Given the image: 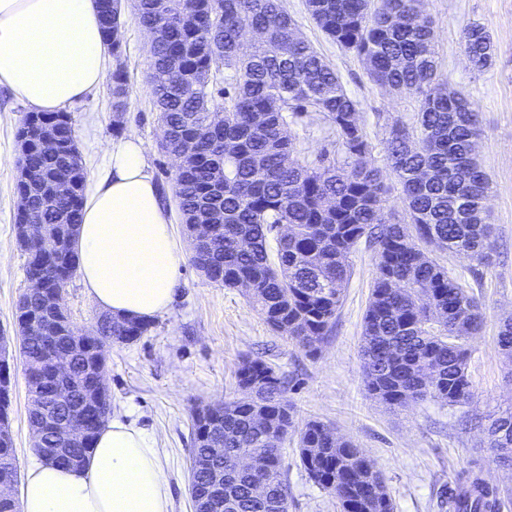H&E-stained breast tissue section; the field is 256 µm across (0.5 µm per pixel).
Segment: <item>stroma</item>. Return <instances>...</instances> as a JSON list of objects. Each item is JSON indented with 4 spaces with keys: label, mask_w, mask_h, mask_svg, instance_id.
Instances as JSON below:
<instances>
[{
    "label": "stroma",
    "mask_w": 512,
    "mask_h": 512,
    "mask_svg": "<svg viewBox=\"0 0 512 512\" xmlns=\"http://www.w3.org/2000/svg\"><path fill=\"white\" fill-rule=\"evenodd\" d=\"M301 38L339 73L358 103L359 120L384 166L383 139L417 104L372 82L361 60L327 37L310 15L306 0H283ZM441 73L465 92L483 118L477 154L492 181L487 201L495 243L487 263L445 252L437 259L450 276L482 303L485 327L470 342V405L450 407L428 400L390 411L370 397L362 382V319L374 278V250L359 243L351 256V277L331 336L309 353L278 335L249 303L244 289L208 281L191 261L192 249L174 199V162L159 148L162 131L153 106L150 40L138 23L133 0H122L119 54L108 57L107 78L68 107L87 180L105 164V152L120 133L136 132L148 171L158 184L182 252L179 281L167 312L131 344H113L105 375L115 418L135 419L153 436L170 489L169 512H193L188 469L193 446L191 414L196 407L238 398L237 372L243 360L261 358L288 377L286 398L296 424L318 419L352 440L382 475L395 512H448V493L465 472L512 491V469L500 465L484 445L490 417L512 408V358L496 343L500 321L512 318V0H427ZM483 25L491 36L490 65L475 71L461 46L462 27ZM123 66L130 87L126 112L112 110L111 71ZM29 106L0 88V337H13L17 304L27 288L25 255L16 240L17 129ZM72 323L96 331L103 310L80 278L65 291ZM10 426L18 473L36 458L27 422L28 385L23 359L10 361ZM297 433L284 444L290 491L288 512H340L336 499L307 476L299 461Z\"/></svg>",
    "instance_id": "35a3bbf8"
}]
</instances>
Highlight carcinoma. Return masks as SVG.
I'll return each mask as SVG.
<instances>
[{
	"label": "carcinoma",
	"mask_w": 512,
	"mask_h": 512,
	"mask_svg": "<svg viewBox=\"0 0 512 512\" xmlns=\"http://www.w3.org/2000/svg\"><path fill=\"white\" fill-rule=\"evenodd\" d=\"M322 31L355 53L371 80L417 99L411 121L392 125L384 141L386 165L400 184L408 223L385 212V186L372 147L358 119V103L336 69L299 38L282 0H136L139 24L155 32L153 69L167 80L153 85L162 128L160 147L180 155L174 173L182 224L190 228L212 212H224L209 247L192 255L194 266L224 288H244L250 302L277 333L313 350L333 333L350 277V255L361 240L374 247L375 276L363 316L362 379L367 393L390 410L426 400L450 406L473 398L467 375L468 339L484 326L473 292L448 275L431 249L465 254L479 262L494 248L493 227L481 202L491 192L489 176L473 157L482 116L438 71L425 0H307ZM403 12L410 22L389 23ZM262 31L257 46L243 55L239 33ZM461 42L474 68L491 62L494 46L484 26L470 22ZM231 70L225 86L215 66ZM129 89L121 65L112 74V111L123 112ZM221 101H216V98ZM321 116L329 124L342 159L327 155L309 163L298 157L288 123ZM59 113L36 121L25 117L17 138L27 158L48 176L66 158L39 150L51 133L75 140L70 117ZM194 144L190 153L185 143ZM84 189L62 199L50 186L29 198L48 231L64 230L63 247L74 252ZM290 227L288 239L277 225ZM31 316V333L21 345L29 391L28 421L34 426L43 390L51 385L45 359L66 358L82 340L41 297L21 295ZM125 332L121 319L98 329V341L73 362L67 384L91 392L106 365V345ZM512 356V319L496 337ZM286 376L262 359H247L238 370L241 397L192 415L191 459L203 458L210 443L224 439V497L211 512H288L283 448L294 428L293 406L285 397ZM111 401L82 414L97 437ZM486 447L498 460L512 447V411L492 419ZM279 443L269 446L270 440ZM299 458L311 481L336 497L341 512H394L374 464L329 425L310 420L299 432ZM43 447L56 450L63 467H85L89 449L71 448L48 428ZM251 453L258 469L235 470ZM17 476L13 441L0 442V481ZM501 492L467 474L448 496L450 512H501Z\"/></svg>",
	"instance_id": "1"
}]
</instances>
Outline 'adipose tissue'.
<instances>
[{"instance_id":"ef3b65f1","label":"adipose tissue","mask_w":512,"mask_h":512,"mask_svg":"<svg viewBox=\"0 0 512 512\" xmlns=\"http://www.w3.org/2000/svg\"><path fill=\"white\" fill-rule=\"evenodd\" d=\"M106 44L95 0H0V86L39 112L71 106L99 85ZM79 272L115 316L166 312L182 260L141 141L113 142L75 241ZM169 485L150 434L113 419L80 470L32 464L22 512H169Z\"/></svg>"}]
</instances>
